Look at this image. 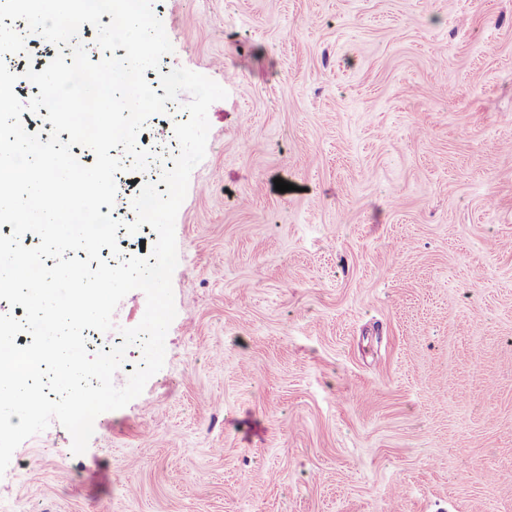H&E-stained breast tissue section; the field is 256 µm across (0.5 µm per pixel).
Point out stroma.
<instances>
[{"mask_svg":"<svg viewBox=\"0 0 512 512\" xmlns=\"http://www.w3.org/2000/svg\"><path fill=\"white\" fill-rule=\"evenodd\" d=\"M153 9L150 85L228 93L165 363L83 454L55 421L22 442L0 512H512V0Z\"/></svg>","mask_w":512,"mask_h":512,"instance_id":"1","label":"stroma"}]
</instances>
